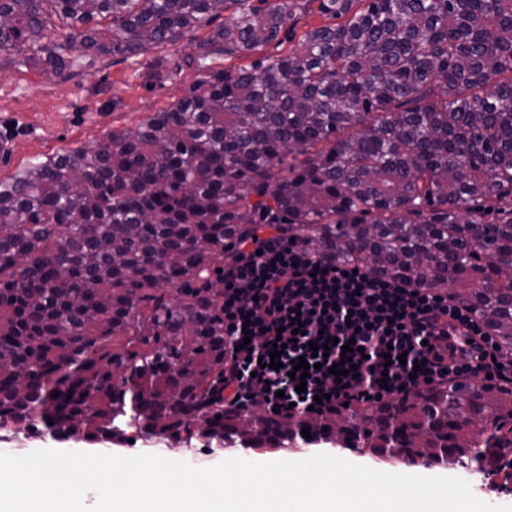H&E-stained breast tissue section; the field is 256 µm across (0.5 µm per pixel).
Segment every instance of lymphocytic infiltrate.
Wrapping results in <instances>:
<instances>
[{
    "instance_id": "lymphocytic-infiltrate-1",
    "label": "lymphocytic infiltrate",
    "mask_w": 512,
    "mask_h": 512,
    "mask_svg": "<svg viewBox=\"0 0 512 512\" xmlns=\"http://www.w3.org/2000/svg\"><path fill=\"white\" fill-rule=\"evenodd\" d=\"M223 305L228 410H248L261 397L266 409L283 416H322L451 380L512 383V356L502 355L470 312L447 294L334 265L290 242L275 224L259 225L230 248ZM298 327L304 333L297 337ZM278 340L284 349L276 370L265 361ZM350 342L356 372L335 376L331 368ZM314 343L328 344L327 358L313 357ZM301 358L311 366L302 394L290 377Z\"/></svg>"
}]
</instances>
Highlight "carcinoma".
Segmentation results:
<instances>
[{
  "label": "carcinoma",
  "instance_id": "obj_1",
  "mask_svg": "<svg viewBox=\"0 0 512 512\" xmlns=\"http://www.w3.org/2000/svg\"><path fill=\"white\" fill-rule=\"evenodd\" d=\"M313 3L330 23L296 34ZM281 34L287 54L255 57ZM182 39L205 75L171 107L0 180V429L262 442L339 422L347 448L495 463L512 385L335 418L224 411L222 269L280 224L372 276L448 288L512 354V0H0V55L66 78Z\"/></svg>",
  "mask_w": 512,
  "mask_h": 512
}]
</instances>
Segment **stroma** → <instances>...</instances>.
Segmentation results:
<instances>
[{"label":"stroma","mask_w":512,"mask_h":512,"mask_svg":"<svg viewBox=\"0 0 512 512\" xmlns=\"http://www.w3.org/2000/svg\"><path fill=\"white\" fill-rule=\"evenodd\" d=\"M191 52L189 41L181 40L138 57L95 62L68 80L33 65L0 67V179L32 161L87 148L168 108L202 77L185 63ZM157 59L173 67L171 80L146 81L148 67ZM40 449L91 452L95 446L75 437L28 439L20 431L0 430V452L24 455ZM195 449L205 452L208 467L229 458L270 462L284 455L283 449L267 444L248 449L236 442L227 448L203 437L186 443L142 434L110 447L122 456L157 454L182 461Z\"/></svg>","instance_id":"35a3bbf8"}]
</instances>
